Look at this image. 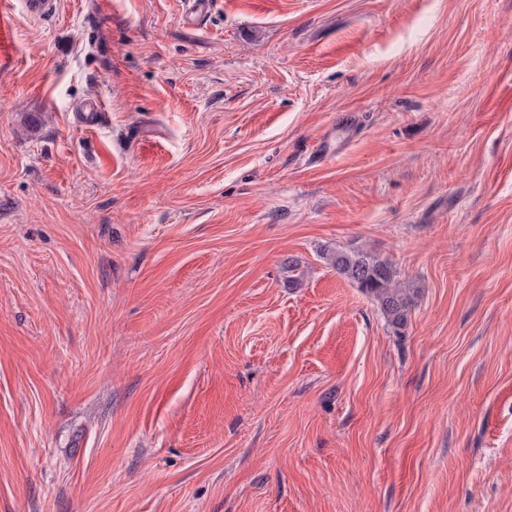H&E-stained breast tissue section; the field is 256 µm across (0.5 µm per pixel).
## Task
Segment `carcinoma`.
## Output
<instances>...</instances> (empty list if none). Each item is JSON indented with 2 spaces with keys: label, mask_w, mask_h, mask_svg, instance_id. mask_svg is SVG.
Here are the masks:
<instances>
[{
  "label": "carcinoma",
  "mask_w": 512,
  "mask_h": 512,
  "mask_svg": "<svg viewBox=\"0 0 512 512\" xmlns=\"http://www.w3.org/2000/svg\"><path fill=\"white\" fill-rule=\"evenodd\" d=\"M326 260L337 273L378 303L392 327L400 329L406 325L417 290L401 285L388 260L362 247L329 252Z\"/></svg>",
  "instance_id": "carcinoma-1"
}]
</instances>
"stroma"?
<instances>
[{
    "label": "stroma",
    "instance_id": "35a3bbf8",
    "mask_svg": "<svg viewBox=\"0 0 512 512\" xmlns=\"http://www.w3.org/2000/svg\"><path fill=\"white\" fill-rule=\"evenodd\" d=\"M186 9L11 21L0 512H512V0ZM328 264L375 300L388 323L404 327L417 297V289L406 288L392 264L371 249L357 247L326 253Z\"/></svg>",
    "mask_w": 512,
    "mask_h": 512
}]
</instances>
